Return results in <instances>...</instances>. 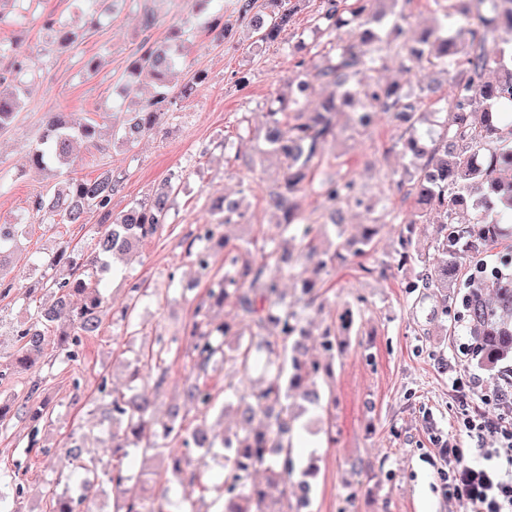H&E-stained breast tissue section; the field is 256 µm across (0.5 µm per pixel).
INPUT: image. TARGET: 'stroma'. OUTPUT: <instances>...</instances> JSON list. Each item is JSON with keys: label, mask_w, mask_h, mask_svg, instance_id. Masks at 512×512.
I'll return each instance as SVG.
<instances>
[{"label": "stroma", "mask_w": 512, "mask_h": 512, "mask_svg": "<svg viewBox=\"0 0 512 512\" xmlns=\"http://www.w3.org/2000/svg\"><path fill=\"white\" fill-rule=\"evenodd\" d=\"M291 2L294 21L282 42L257 45L238 20L239 0H114L94 20L82 0H41L27 12L16 0H0V70L21 63L28 83L11 127L0 131V223L26 227L6 276L12 288L0 297V364L17 350L15 329L32 309L27 292L32 260L48 258L67 242L90 252L99 224L100 216L93 212L85 223L48 229L28 209L30 198L56 181L54 174L31 169L27 158L51 113H71L99 125L101 139L78 143L69 170L84 178L105 169L124 174L112 198L113 211L148 198L167 178L180 184L167 224L110 276L105 291L112 307L100 334L87 339L80 360L67 365L51 353L43 359L41 396L53 414L40 443L53 449L51 464L27 452L25 423L0 432V473L18 463L27 469L18 512H49V487L79 476L75 460L63 451L66 439L97 425L93 401L100 382L124 389L127 361L151 353L158 337H178L179 351L167 361L169 378L157 399V416L182 401L191 366L187 327L204 294L182 242L197 225L212 221V200L241 192L250 204L251 223L225 226L230 242L284 240L282 228L269 223L265 212V191L280 161L265 151L264 114L276 90L303 74L296 44L305 43L310 64L323 63L329 50L326 36L312 22L319 0ZM147 9L157 19L148 34L142 22ZM219 11L232 27L230 35L220 44L204 34L187 41L172 83L180 85L198 72L204 81L189 98L177 99L157 133L131 145L122 143L119 129L127 103L121 89L144 36L161 44L180 21L199 25ZM59 27L77 33L75 45L59 41ZM243 119L251 130L245 140L238 136ZM352 125L350 115L340 116L341 134L326 147L329 161L316 170L315 185L300 203L305 215L317 216V183L341 176L354 180L364 201L345 210L347 231L354 234L383 206L409 214L415 202L396 190L406 161L389 146L400 128L384 114L366 131H353ZM239 152L253 155V169L234 165ZM397 231V225H382L370 253L337 259L324 276L321 306L307 313L314 347L332 314L347 308L355 319L347 346L333 365V398L325 408L333 419L331 430L311 424L308 415L299 418L298 456L316 457L319 466L312 512H339L343 506L348 512L469 510L447 492L448 462L442 450L464 437L457 425L462 408L497 414V386L463 353L467 338L462 329L442 333L438 322L428 318L429 304L420 303L418 293L407 288L415 270L395 265ZM136 282L147 286L148 295L139 304L138 332L129 341L117 316L130 302ZM441 357L447 369H439ZM459 377L470 383L463 401L451 389Z\"/></svg>", "instance_id": "35a3bbf8"}]
</instances>
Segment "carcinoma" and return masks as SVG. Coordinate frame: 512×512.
Masks as SVG:
<instances>
[{"mask_svg": "<svg viewBox=\"0 0 512 512\" xmlns=\"http://www.w3.org/2000/svg\"><path fill=\"white\" fill-rule=\"evenodd\" d=\"M240 20L256 34L257 42L275 44L292 21L293 10L286 0H240ZM412 0H321L315 17L316 28L329 38L330 50L322 65L305 67L304 78L286 83L266 112L264 144L282 162V170L267 186L266 205L275 223L293 230L299 240L300 255L282 245L270 243L252 253L248 246L228 247L221 226L250 222L243 199L229 196L212 202L215 227H196L187 241L186 252L193 257L199 277L206 279L205 298L194 309L192 338V380L183 389L185 404L195 411V424L186 423V409L174 404L166 418L154 417L156 394L167 382L164 356L177 344L176 336L157 339L159 349L153 362L137 358L130 367L126 391L108 389L107 379L99 385L105 418L112 424L108 435L89 430L71 438L68 452L76 461L91 451L82 464L85 476L74 485H65L51 496L50 512H89V497L112 496V512H197L194 505L172 496L173 487L189 484L215 493L214 512H292L288 488L297 485L311 489L318 472L311 457L298 467L293 460L299 398L319 407L325 396L318 386L321 375L332 374V362L308 356L305 313L322 296L318 283L332 267L340 250L355 256L367 254L378 225H402L400 247L402 263L422 261L410 253L415 226L428 215L436 216V227L429 248L444 257L438 270L423 268L416 274L413 288H434L431 317L448 316V303L460 309L466 331L472 339L470 356L476 364L499 381L497 401L512 410V378L505 370L512 364V259L504 257L499 269L486 266L481 255L489 242L503 233L502 225L512 224V149L501 145L503 130L512 134V123L502 121V113L512 108V0H493L494 16L470 12L464 22L448 25L443 21L424 29L417 38L419 47L409 50L412 63H428L454 79L455 93L440 130L423 128L425 113L421 99L400 81L382 83L373 78L391 55H401L404 44L395 43L380 33V25L391 16L392 32L405 33L400 22L407 17ZM204 29L216 42L224 41L228 27L224 15L204 22ZM194 30L189 22L174 27L173 38L157 46L145 38L139 48L131 74L149 70L159 81L156 94L127 112L121 138L133 143L152 133L169 112L173 99L191 96L202 78L197 73L180 85L169 87V77L177 67L184 37ZM497 35L499 50L490 57L485 52L489 37ZM12 69L0 73V86L14 84L9 94L0 93V130L8 128L26 92L16 81ZM321 81L335 86L337 93L321 103H310L311 83ZM480 101L479 120L472 119L469 107ZM356 114L357 130L372 125L374 117L385 114L403 129L392 147L410 158L408 177L397 183V190L412 196L417 209L409 216L384 211L362 231L345 239L333 251L320 248L330 229L342 231L343 206L359 202L354 181L339 178L322 184L321 214L311 219L302 214L299 193L312 182L314 171L324 161V148L338 138L337 115ZM100 137L97 124L74 115L57 113L31 149L30 162L41 170L67 165L72 161L74 144L94 142ZM124 177L110 169L94 178L71 177L52 186L28 203V210L50 224H82L88 213L100 215L94 244L85 258L61 246L44 263L31 269L34 283L29 294L48 297L39 303L29 319L20 325L17 336L21 347L14 353L6 371L20 369L38 372L44 352L55 349L61 361H77L78 349L86 337L97 336L108 309L101 292L103 281L113 273L110 260L134 253L145 240L167 223L178 185L170 180L152 196L117 213L112 212V197L119 192ZM466 205L473 210V233L457 223L456 210ZM24 232L21 224H0V267L7 262L16 241ZM224 253V276L212 274L217 253ZM313 262L302 278L303 304L290 303L280 291L286 278H301L297 267L301 259ZM461 277L459 291L448 297V273ZM230 304L231 320L215 321L212 309ZM354 323L350 312L333 317L323 327L324 355L331 357L342 346ZM248 372L259 368L268 377L248 391L229 385L224 396L238 400L235 412L238 429L224 436L218 445L211 437L210 414L219 408L216 393L208 384L217 365ZM150 380L152 386L144 384ZM51 412L40 399V382L30 381L18 406L0 403V429L8 430L14 419L30 422L29 444H37L40 425L50 421ZM182 448L173 455V445ZM224 448V478L219 485H208L206 466L194 465L191 454L202 456L216 447ZM155 460L170 477L150 497L136 494L129 483L134 454ZM103 476L110 490L96 483L97 465L104 457ZM264 471L267 482L282 485L279 498L271 503L266 487L254 479ZM23 494L19 471L3 475L0 509H8L10 499Z\"/></svg>", "mask_w": 512, "mask_h": 512, "instance_id": "carcinoma-1", "label": "carcinoma"}]
</instances>
